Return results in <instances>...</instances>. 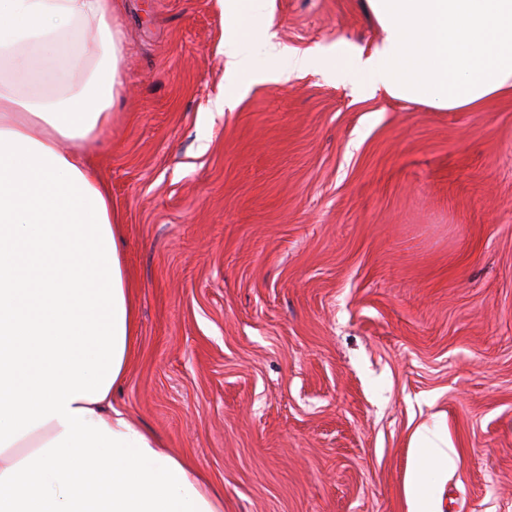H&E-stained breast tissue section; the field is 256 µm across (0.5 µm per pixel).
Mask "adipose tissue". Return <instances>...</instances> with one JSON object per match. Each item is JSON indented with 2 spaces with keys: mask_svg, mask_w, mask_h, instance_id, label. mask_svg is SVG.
Returning a JSON list of instances; mask_svg holds the SVG:
<instances>
[{
  "mask_svg": "<svg viewBox=\"0 0 512 512\" xmlns=\"http://www.w3.org/2000/svg\"><path fill=\"white\" fill-rule=\"evenodd\" d=\"M367 2L386 37L369 50L337 40L333 79L448 111L512 95V0ZM264 7L224 0L229 85L312 63L253 27ZM77 28L92 33L79 49ZM124 39L112 0H0V512H224L200 472L111 403L137 325L88 150L112 119ZM414 446V512H431L424 475L454 450L427 428Z\"/></svg>",
  "mask_w": 512,
  "mask_h": 512,
  "instance_id": "ef3b65f1",
  "label": "adipose tissue"
}]
</instances>
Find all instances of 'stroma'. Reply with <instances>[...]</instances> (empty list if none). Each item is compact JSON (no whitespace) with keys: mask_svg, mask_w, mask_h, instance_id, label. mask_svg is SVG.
I'll list each match as a JSON object with an SVG mask.
<instances>
[{"mask_svg":"<svg viewBox=\"0 0 512 512\" xmlns=\"http://www.w3.org/2000/svg\"><path fill=\"white\" fill-rule=\"evenodd\" d=\"M283 54L383 32L366 0H268ZM126 89L89 151L138 336L113 402L224 512H512V97L448 112L320 66L218 110L224 0H119ZM414 448L417 449V459L411 477L413 512H431V488L423 476L428 471L448 469L453 464L454 448L448 445V438L427 428L415 432Z\"/></svg>","mask_w":512,"mask_h":512,"instance_id":"stroma-1","label":"stroma"}]
</instances>
